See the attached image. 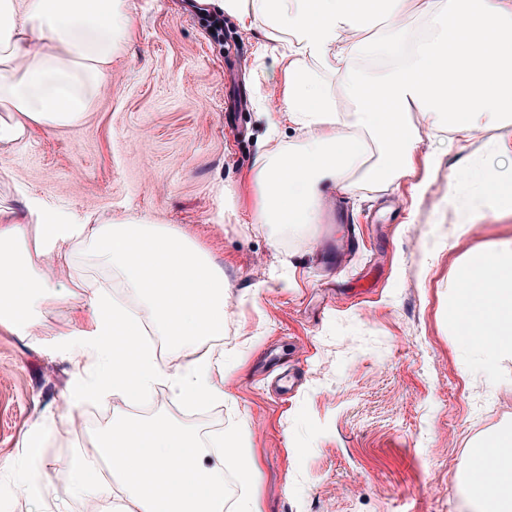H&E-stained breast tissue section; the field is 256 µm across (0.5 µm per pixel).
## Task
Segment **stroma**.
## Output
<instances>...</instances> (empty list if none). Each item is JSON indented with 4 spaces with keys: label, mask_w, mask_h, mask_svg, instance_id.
I'll return each instance as SVG.
<instances>
[{
    "label": "stroma",
    "mask_w": 512,
    "mask_h": 512,
    "mask_svg": "<svg viewBox=\"0 0 512 512\" xmlns=\"http://www.w3.org/2000/svg\"><path fill=\"white\" fill-rule=\"evenodd\" d=\"M136 4L111 87L82 125L34 129L8 155L0 200L174 224L223 267L224 333L210 347L224 354L213 372L224 397L209 408L218 430L240 425L261 512H473L472 452L512 430V359L487 366L467 350L449 302L465 258L512 239V213L470 167L512 170L489 150L495 130L461 144L421 127L412 176L326 195L303 228L256 223L255 157L300 138L267 117L281 80L265 31L196 0ZM216 20L228 43L213 38ZM385 26L341 30L336 47L375 73L362 47ZM454 195L475 201L468 229ZM89 327L77 295L47 324L0 327V512H122L121 485L70 492L94 429L117 414L191 422L164 383L140 412L126 395L72 406L92 375L71 353ZM38 425L43 447L26 448Z\"/></svg>",
    "instance_id": "stroma-1"
}]
</instances>
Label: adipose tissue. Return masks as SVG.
Wrapping results in <instances>:
<instances>
[{
  "instance_id": "adipose-tissue-1",
  "label": "adipose tissue",
  "mask_w": 512,
  "mask_h": 512,
  "mask_svg": "<svg viewBox=\"0 0 512 512\" xmlns=\"http://www.w3.org/2000/svg\"><path fill=\"white\" fill-rule=\"evenodd\" d=\"M411 0H220L244 30L264 24L287 38L277 47L282 95L277 111L303 139L252 167L260 224H315L326 191L349 193L355 176L380 186L409 175L420 142L411 113L432 129L468 141L497 129L494 152L512 150V0H426L432 34L414 41L388 27L370 47L387 65L363 78L335 52L341 29L403 15ZM133 0H0V152L16 149L32 127L80 125L112 81V62L133 36ZM335 74L351 101L340 113L318 70ZM374 162H367L368 152ZM85 245L110 266L140 304L131 308L109 283L89 285L84 308L92 337L78 356L94 371L74 404L112 394L149 395L161 382L189 405L223 398L216 362L201 355L166 370L143 343V318L173 346L191 348L224 333V270L172 224L91 221L26 198L0 204V325L31 326L63 299L58 278ZM453 307L468 325L465 342L483 358H512V246L470 254ZM497 476H468L480 512L512 501V461L493 459Z\"/></svg>"
}]
</instances>
